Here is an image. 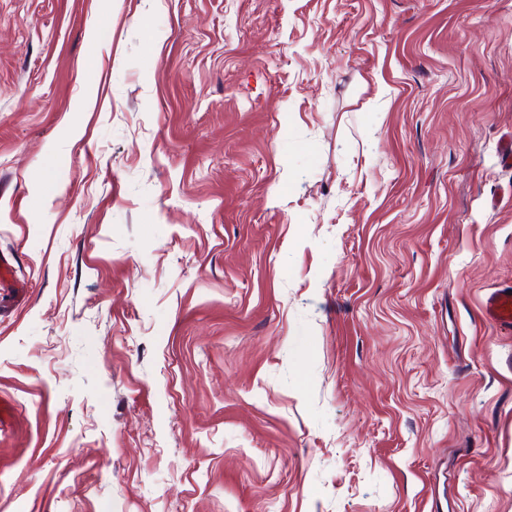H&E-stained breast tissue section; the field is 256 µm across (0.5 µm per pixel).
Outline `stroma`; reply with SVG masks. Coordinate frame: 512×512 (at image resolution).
I'll list each match as a JSON object with an SVG mask.
<instances>
[{"instance_id":"1","label":"stroma","mask_w":512,"mask_h":512,"mask_svg":"<svg viewBox=\"0 0 512 512\" xmlns=\"http://www.w3.org/2000/svg\"><path fill=\"white\" fill-rule=\"evenodd\" d=\"M511 134L512 0H0V512H512ZM483 318L499 326H512V289L497 288L485 299L482 309Z\"/></svg>"}]
</instances>
